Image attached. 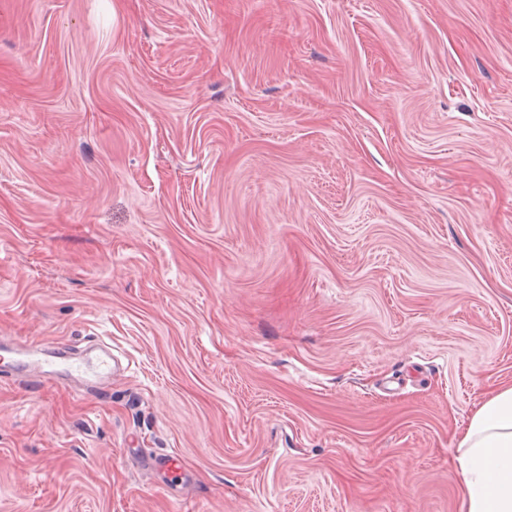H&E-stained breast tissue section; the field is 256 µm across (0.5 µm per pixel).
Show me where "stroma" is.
<instances>
[{"mask_svg":"<svg viewBox=\"0 0 512 512\" xmlns=\"http://www.w3.org/2000/svg\"><path fill=\"white\" fill-rule=\"evenodd\" d=\"M0 349V512H459L512 0H0ZM73 371L95 379L109 378L116 371L111 351H102L101 355L89 358L75 366Z\"/></svg>","mask_w":512,"mask_h":512,"instance_id":"35a3bbf8","label":"stroma"}]
</instances>
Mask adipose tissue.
Listing matches in <instances>:
<instances>
[{"instance_id":"obj_1","label":"adipose tissue","mask_w":512,"mask_h":512,"mask_svg":"<svg viewBox=\"0 0 512 512\" xmlns=\"http://www.w3.org/2000/svg\"><path fill=\"white\" fill-rule=\"evenodd\" d=\"M460 512H512V386L490 391L458 436Z\"/></svg>"}]
</instances>
